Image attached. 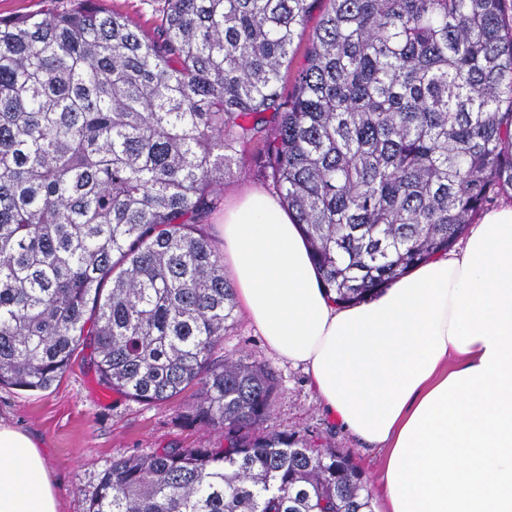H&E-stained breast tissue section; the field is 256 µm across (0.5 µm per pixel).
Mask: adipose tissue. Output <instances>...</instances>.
Wrapping results in <instances>:
<instances>
[{"mask_svg":"<svg viewBox=\"0 0 512 512\" xmlns=\"http://www.w3.org/2000/svg\"><path fill=\"white\" fill-rule=\"evenodd\" d=\"M221 228L239 304L268 349L380 452L379 512H512V201L461 251L354 306L326 293L276 194L238 195ZM0 512H59L41 443L1 418Z\"/></svg>","mask_w":512,"mask_h":512,"instance_id":"adipose-tissue-1","label":"adipose tissue"}]
</instances>
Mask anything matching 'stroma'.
<instances>
[{"label": "stroma", "mask_w": 512, "mask_h": 512, "mask_svg": "<svg viewBox=\"0 0 512 512\" xmlns=\"http://www.w3.org/2000/svg\"><path fill=\"white\" fill-rule=\"evenodd\" d=\"M247 354L278 374L279 396L264 424L326 448L350 454L369 488L382 477L378 453L359 443L325 414L312 379L302 368L274 357L246 316H239L217 358ZM194 390L164 404H147L101 385L90 353L76 351L60 380L46 391L0 387V417L39 438L58 483L59 512H88L91 497L112 461L161 448H217L224 431L191 420Z\"/></svg>", "instance_id": "stroma-1"}]
</instances>
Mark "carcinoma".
<instances>
[{
    "label": "carcinoma",
    "instance_id": "carcinoma-1",
    "mask_svg": "<svg viewBox=\"0 0 512 512\" xmlns=\"http://www.w3.org/2000/svg\"><path fill=\"white\" fill-rule=\"evenodd\" d=\"M164 3L155 38L92 0L0 18V386L81 346L136 400L201 385L224 447L116 459L89 512H373L349 456L260 432L267 364L213 358L237 302L210 219L259 159L344 304L452 248L512 191V0ZM318 13L315 12L313 17L309 20L306 25L303 35L297 38L294 42V50L290 54V62L288 63L287 69H283L284 73V86L285 89H291L294 79L305 62V49L308 44L309 38L312 35L314 27L317 23Z\"/></svg>",
    "mask_w": 512,
    "mask_h": 512
}]
</instances>
